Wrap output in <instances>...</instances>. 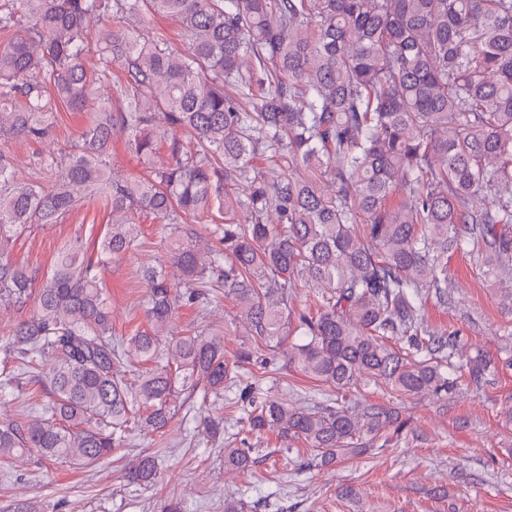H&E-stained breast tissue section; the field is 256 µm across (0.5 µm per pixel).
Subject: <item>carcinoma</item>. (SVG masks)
<instances>
[{"label":"carcinoma","mask_w":512,"mask_h":512,"mask_svg":"<svg viewBox=\"0 0 512 512\" xmlns=\"http://www.w3.org/2000/svg\"><path fill=\"white\" fill-rule=\"evenodd\" d=\"M145 13L178 21L186 51L125 26ZM17 27L0 46L1 138L43 143L56 103L85 111L93 42L101 78L114 66L122 78L71 151L39 157L42 177L16 181L0 152V308L34 305L0 333V399L25 369L30 396L48 397L0 420L1 465L35 451L92 468L130 432L163 431L185 393L217 408L237 378L224 336L162 341L210 288L240 306L251 341L319 384L440 399L495 372L424 310L448 303L450 253L490 281L512 271V0H0V31ZM119 136L148 175L110 174ZM258 155L283 173L268 179ZM99 196L112 213L101 261L73 243L34 288L12 244ZM216 211L224 223L199 233ZM137 212L169 226L172 271L146 275L149 328L114 337L101 268L137 245ZM299 282L312 296L296 310ZM242 420L307 444L306 466L411 430L384 406H296L273 390L248 397ZM256 463L248 440L225 442V468ZM157 475L151 456L125 467L134 484Z\"/></svg>","instance_id":"1"}]
</instances>
